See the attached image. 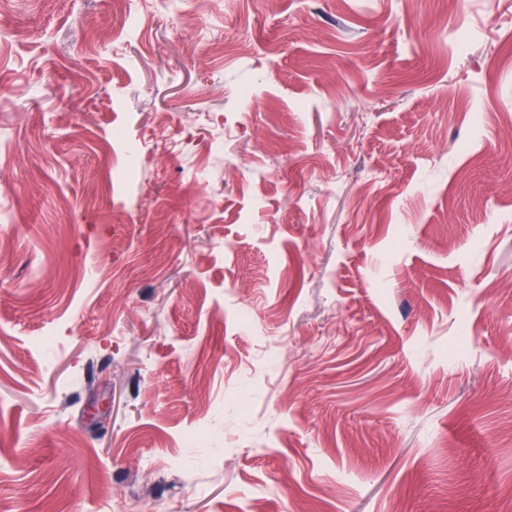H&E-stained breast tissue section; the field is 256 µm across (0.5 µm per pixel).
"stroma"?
<instances>
[{"instance_id": "1", "label": "stroma", "mask_w": 512, "mask_h": 512, "mask_svg": "<svg viewBox=\"0 0 512 512\" xmlns=\"http://www.w3.org/2000/svg\"><path fill=\"white\" fill-rule=\"evenodd\" d=\"M0 25V512H512V0Z\"/></svg>"}]
</instances>
